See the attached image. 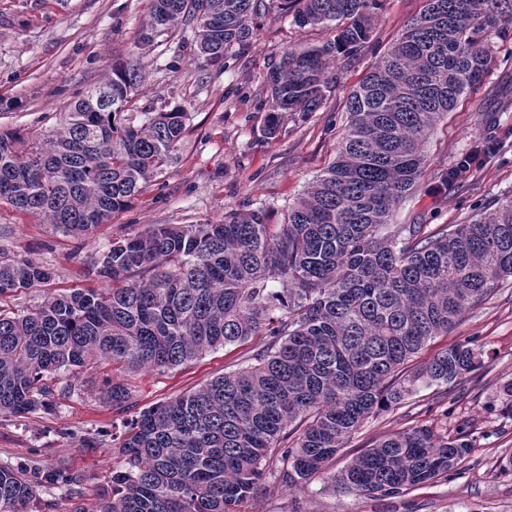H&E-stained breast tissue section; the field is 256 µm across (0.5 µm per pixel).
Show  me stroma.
Returning <instances> with one entry per match:
<instances>
[{"label": "stroma", "instance_id": "1", "mask_svg": "<svg viewBox=\"0 0 512 512\" xmlns=\"http://www.w3.org/2000/svg\"><path fill=\"white\" fill-rule=\"evenodd\" d=\"M369 47L336 62V87L321 108L284 114L275 136L265 132L267 74L288 49L320 44L330 30L300 29L290 17L269 11L259 19L251 46L229 56L224 69L193 58L190 28L145 41L147 0H0V128L37 138L57 125L89 85L104 81L113 62L138 61L141 82L132 111L174 108L187 112V130L164 171L144 185L125 209L94 234L72 237L53 225L0 202V249L51 268L49 288L5 297L12 309L40 302L47 289L92 288L94 261L114 241L154 224L219 222L229 210L287 209L337 155L348 121L346 99L377 60L419 14L424 0H381ZM478 160L443 186L439 173L466 154ZM426 172L394 211L395 224L430 230L464 223L477 209L512 198V62H496L482 84L441 119L425 143ZM266 337L206 353L173 369L122 370L91 364L75 376L73 395L58 393L47 407L25 417L0 415V464L27 471L65 467L81 485L39 489L28 512H96L99 495L122 470L126 422L143 410L197 389L247 364ZM483 353L479 368L454 384L419 385L400 404L372 414L332 459L324 473L290 486L267 469L256 493L237 512H512V398L501 387L512 380V280L466 313L406 366L419 370L434 354L457 343ZM124 382L132 399L113 408L102 394L106 377ZM426 426L470 446L452 472L396 497L355 496L333 476L372 442Z\"/></svg>", "mask_w": 512, "mask_h": 512}]
</instances>
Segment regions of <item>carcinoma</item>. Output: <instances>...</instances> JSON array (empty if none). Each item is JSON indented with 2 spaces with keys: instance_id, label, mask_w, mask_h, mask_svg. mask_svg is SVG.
I'll use <instances>...</instances> for the list:
<instances>
[{
  "instance_id": "obj_1",
  "label": "carcinoma",
  "mask_w": 512,
  "mask_h": 512,
  "mask_svg": "<svg viewBox=\"0 0 512 512\" xmlns=\"http://www.w3.org/2000/svg\"><path fill=\"white\" fill-rule=\"evenodd\" d=\"M380 0H150L147 26L194 31V55L226 66L250 47L254 21L275 7L300 27L336 32L284 53L269 71L266 131L316 111L336 87V58L369 42ZM512 40V0H425L347 100L336 160L271 224L262 209L224 220L156 224L112 243L94 264L99 288L0 307V414L23 417L53 396L44 379L88 362L171 369L259 332L266 346L244 368L148 409L127 425L125 467L98 512H236L269 464L285 483L326 468L363 421L418 383L449 384L481 365L452 345L413 375L403 366L512 279V199L466 224L430 232L391 223L424 177L433 127L481 83ZM136 61L73 102L30 141L0 129V201L83 236L124 209L161 173L188 115L128 111ZM108 92L103 99L95 92ZM52 272L0 256V296L37 288ZM123 408L128 388L109 378ZM304 425L282 448L286 428ZM469 451L429 428L398 432L355 456L337 477L354 495L397 494L452 471ZM65 469L0 464V512H21L44 484L74 488Z\"/></svg>"
}]
</instances>
